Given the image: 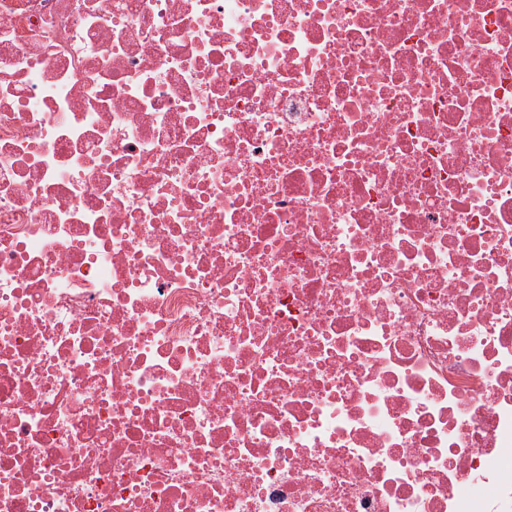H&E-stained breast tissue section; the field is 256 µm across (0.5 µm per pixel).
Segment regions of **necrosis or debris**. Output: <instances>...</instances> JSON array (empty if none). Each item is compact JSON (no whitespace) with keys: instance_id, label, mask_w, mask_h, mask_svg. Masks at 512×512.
Listing matches in <instances>:
<instances>
[{"instance_id":"1","label":"necrosis or debris","mask_w":512,"mask_h":512,"mask_svg":"<svg viewBox=\"0 0 512 512\" xmlns=\"http://www.w3.org/2000/svg\"><path fill=\"white\" fill-rule=\"evenodd\" d=\"M0 512H512V0H0Z\"/></svg>"}]
</instances>
